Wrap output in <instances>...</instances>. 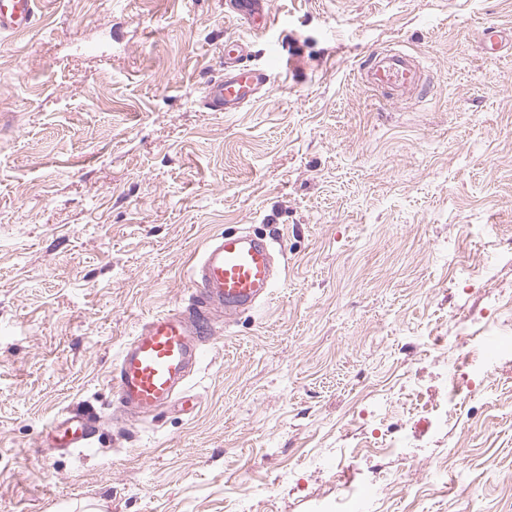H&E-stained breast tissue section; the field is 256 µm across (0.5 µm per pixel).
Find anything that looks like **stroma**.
I'll use <instances>...</instances> for the list:
<instances>
[{
	"instance_id": "stroma-1",
	"label": "stroma",
	"mask_w": 512,
	"mask_h": 512,
	"mask_svg": "<svg viewBox=\"0 0 512 512\" xmlns=\"http://www.w3.org/2000/svg\"><path fill=\"white\" fill-rule=\"evenodd\" d=\"M257 29L224 0H43L0 35V512H319L329 462L384 455L372 512H512V378L442 397L463 331L499 337L512 292V50L484 56L512 0H269ZM288 58L237 112L201 105L224 40ZM405 49L426 94L395 104L356 78ZM276 232L271 300L217 328L198 406L130 423L112 407L120 345L183 306L213 236ZM66 414L95 448L46 447ZM441 460L448 481L415 469Z\"/></svg>"
}]
</instances>
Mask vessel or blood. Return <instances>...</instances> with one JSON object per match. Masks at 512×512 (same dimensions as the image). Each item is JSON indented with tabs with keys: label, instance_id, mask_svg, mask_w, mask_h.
<instances>
[{
	"label": "vessel or blood",
	"instance_id": "b4317fda",
	"mask_svg": "<svg viewBox=\"0 0 512 512\" xmlns=\"http://www.w3.org/2000/svg\"><path fill=\"white\" fill-rule=\"evenodd\" d=\"M232 14L252 25L269 19L267 0H225ZM39 0H0V34L17 35L32 28ZM512 46V33L497 26L482 32L481 47L496 55ZM246 42L224 43V73L203 85L202 104L211 112H236L254 101L269 84L266 68L248 63ZM371 87L402 103L424 87L423 71L405 52L373 53L360 68ZM190 301L183 308L149 317L120 347L112 365V404L127 421L156 417L164 409L196 405L188 382L216 333V317L232 319L270 300L278 282L267 239L247 233L214 237L189 268ZM97 429L87 418L64 416L48 434L52 448L92 447Z\"/></svg>",
	"mask_w": 512,
	"mask_h": 512
}]
</instances>
